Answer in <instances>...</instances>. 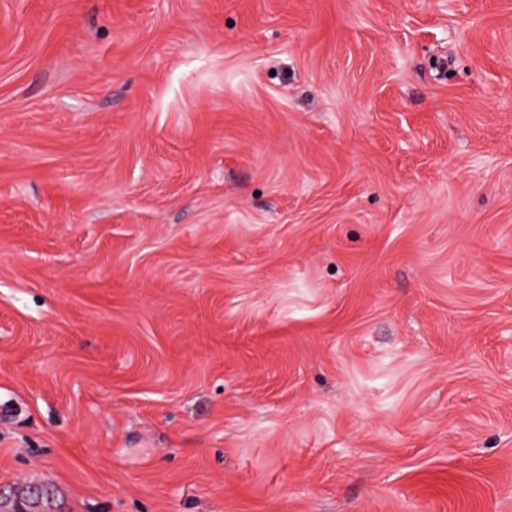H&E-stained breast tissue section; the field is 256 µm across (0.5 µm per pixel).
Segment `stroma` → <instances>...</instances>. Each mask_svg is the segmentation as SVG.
Segmentation results:
<instances>
[{
	"label": "stroma",
	"mask_w": 512,
	"mask_h": 512,
	"mask_svg": "<svg viewBox=\"0 0 512 512\" xmlns=\"http://www.w3.org/2000/svg\"><path fill=\"white\" fill-rule=\"evenodd\" d=\"M512 512V0H0V493Z\"/></svg>",
	"instance_id": "obj_1"
}]
</instances>
